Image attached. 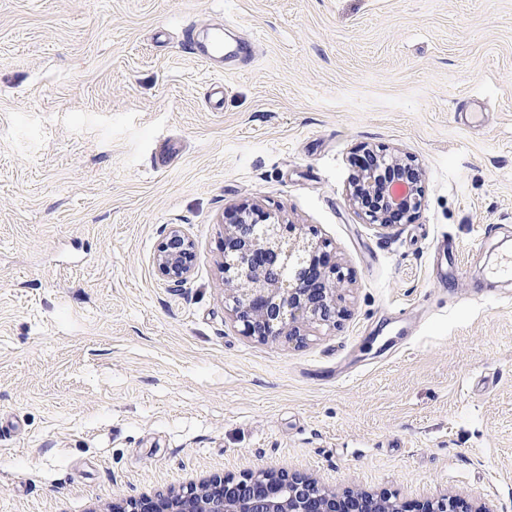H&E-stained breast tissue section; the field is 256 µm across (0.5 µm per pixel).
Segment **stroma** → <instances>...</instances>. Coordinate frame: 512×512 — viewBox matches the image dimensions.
Returning <instances> with one entry per match:
<instances>
[{
  "instance_id": "obj_1",
  "label": "stroma",
  "mask_w": 512,
  "mask_h": 512,
  "mask_svg": "<svg viewBox=\"0 0 512 512\" xmlns=\"http://www.w3.org/2000/svg\"><path fill=\"white\" fill-rule=\"evenodd\" d=\"M214 27L253 60L206 67ZM366 146L424 168L414 223L350 206ZM242 201L327 242L336 325L263 343L225 311ZM510 251L512 0H0V512L260 466L512 512ZM158 245L155 264L165 279L175 286L186 281L196 259L195 244L178 224H171Z\"/></svg>"
}]
</instances>
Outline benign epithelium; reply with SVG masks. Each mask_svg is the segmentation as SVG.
<instances>
[{"label":"benign epithelium","instance_id":"1","mask_svg":"<svg viewBox=\"0 0 512 512\" xmlns=\"http://www.w3.org/2000/svg\"><path fill=\"white\" fill-rule=\"evenodd\" d=\"M367 163L350 177L351 205L370 224H411L423 202L424 170L409 157L364 148ZM224 305L243 333L261 342H301L311 324L336 325L343 315L344 275L326 254V242L273 211L240 203L224 210ZM195 244L180 225L167 228L154 256L165 279L177 286L189 277ZM224 512H488L448 494L410 506L382 493L336 491L286 467L259 468L241 480L217 483Z\"/></svg>","mask_w":512,"mask_h":512}]
</instances>
